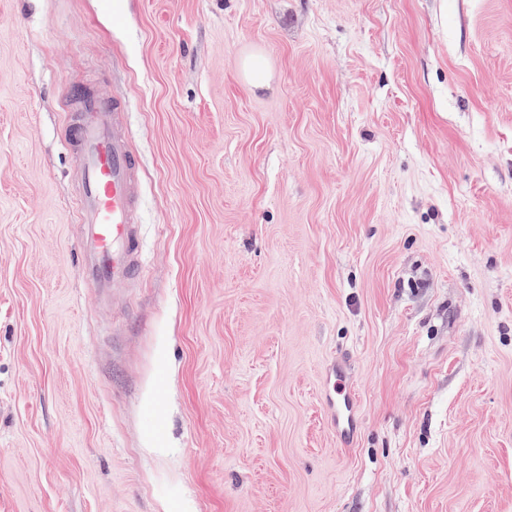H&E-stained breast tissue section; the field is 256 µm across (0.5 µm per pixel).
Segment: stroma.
I'll list each match as a JSON object with an SVG mask.
<instances>
[{
	"label": "stroma",
	"mask_w": 512,
	"mask_h": 512,
	"mask_svg": "<svg viewBox=\"0 0 512 512\" xmlns=\"http://www.w3.org/2000/svg\"><path fill=\"white\" fill-rule=\"evenodd\" d=\"M70 80L142 161L107 300ZM0 512H512V0H0ZM239 72L242 81L252 90L270 88L274 80L273 69L258 48H253L242 55ZM333 389L336 397L333 398L330 394L328 402L332 409L336 432L340 436L347 438L354 432L357 426L353 413V395L347 390L346 384L340 375H337Z\"/></svg>",
	"instance_id": "stroma-1"
}]
</instances>
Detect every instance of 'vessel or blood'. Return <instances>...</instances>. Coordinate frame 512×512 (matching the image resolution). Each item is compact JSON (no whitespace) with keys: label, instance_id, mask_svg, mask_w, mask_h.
Listing matches in <instances>:
<instances>
[{"label":"vessel or blood","instance_id":"obj_1","mask_svg":"<svg viewBox=\"0 0 512 512\" xmlns=\"http://www.w3.org/2000/svg\"><path fill=\"white\" fill-rule=\"evenodd\" d=\"M66 107L72 112L65 142L79 161L78 218L86 227L81 241V268L101 289L134 281L139 270L137 232L139 155L124 138L126 102L122 97L100 98L79 88L69 89ZM330 399L337 433L349 437L357 422L353 396L344 381L333 386Z\"/></svg>","mask_w":512,"mask_h":512}]
</instances>
